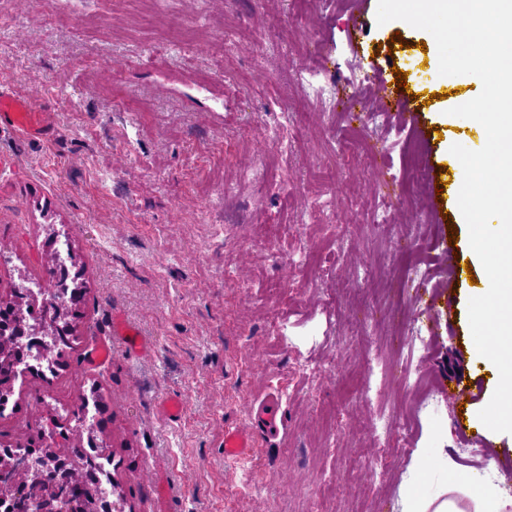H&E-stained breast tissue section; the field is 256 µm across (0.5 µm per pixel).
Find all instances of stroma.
I'll return each mask as SVG.
<instances>
[{"instance_id":"1","label":"stroma","mask_w":512,"mask_h":512,"mask_svg":"<svg viewBox=\"0 0 512 512\" xmlns=\"http://www.w3.org/2000/svg\"><path fill=\"white\" fill-rule=\"evenodd\" d=\"M377 0H88L100 21L73 24L58 0H0V84L45 113L49 134L0 132V297L20 276L49 279L45 225L65 226L86 283L79 338L57 375L17 381L0 443L24 444L104 394V440L120 512H411L408 489L445 487L442 455L480 499L512 475L473 454L444 390L450 371L496 387L473 343L475 283L452 282L453 326L431 331L414 291L388 292L419 269L444 279L443 248L469 255L455 197L387 202L412 144L428 175L463 169L449 148L486 143L476 121L443 112L480 80L438 73L433 36ZM203 43L163 41L168 13ZM365 22L349 39L352 16ZM402 36L405 44L390 43ZM405 72L414 116L350 121L321 111L306 77L334 91ZM417 331L411 373L430 393L384 418L403 392L386 382L391 334ZM112 342L103 366L88 362ZM279 391L287 423L246 459L224 458V429L250 423ZM182 402L180 417L166 400ZM423 474L410 468L414 453Z\"/></svg>"}]
</instances>
